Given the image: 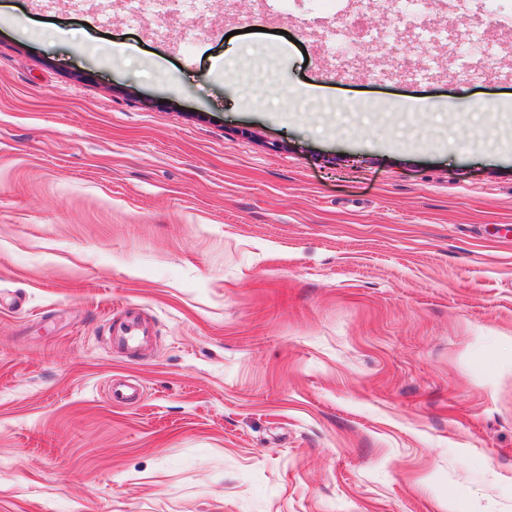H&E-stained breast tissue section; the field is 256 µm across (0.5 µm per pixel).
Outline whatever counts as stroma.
Returning a JSON list of instances; mask_svg holds the SVG:
<instances>
[{"label":"stroma","instance_id":"1","mask_svg":"<svg viewBox=\"0 0 512 512\" xmlns=\"http://www.w3.org/2000/svg\"><path fill=\"white\" fill-rule=\"evenodd\" d=\"M379 3L0 0V512H512V0Z\"/></svg>","mask_w":512,"mask_h":512}]
</instances>
